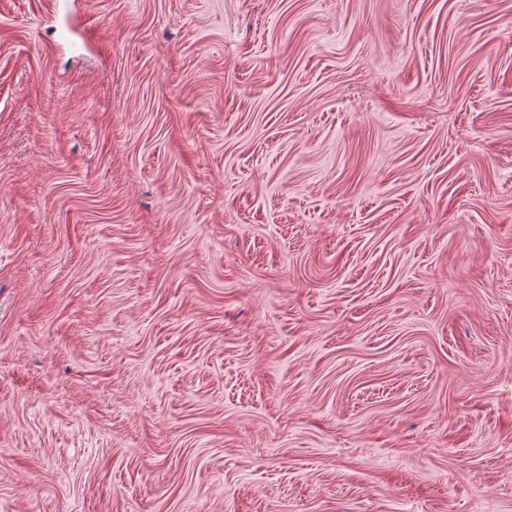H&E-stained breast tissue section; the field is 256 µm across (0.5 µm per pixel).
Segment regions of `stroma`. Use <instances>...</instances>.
Masks as SVG:
<instances>
[{
	"label": "stroma",
	"mask_w": 512,
	"mask_h": 512,
	"mask_svg": "<svg viewBox=\"0 0 512 512\" xmlns=\"http://www.w3.org/2000/svg\"><path fill=\"white\" fill-rule=\"evenodd\" d=\"M0 512H512V0H0Z\"/></svg>",
	"instance_id": "35a3bbf8"
}]
</instances>
